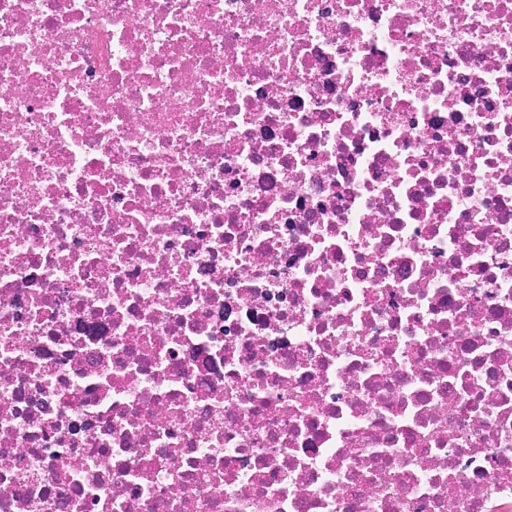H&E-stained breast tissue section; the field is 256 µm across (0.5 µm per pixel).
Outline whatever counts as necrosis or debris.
I'll return each instance as SVG.
<instances>
[{
    "label": "necrosis or debris",
    "instance_id": "necrosis-or-debris-1",
    "mask_svg": "<svg viewBox=\"0 0 512 512\" xmlns=\"http://www.w3.org/2000/svg\"><path fill=\"white\" fill-rule=\"evenodd\" d=\"M0 512H512V0H0Z\"/></svg>",
    "mask_w": 512,
    "mask_h": 512
}]
</instances>
